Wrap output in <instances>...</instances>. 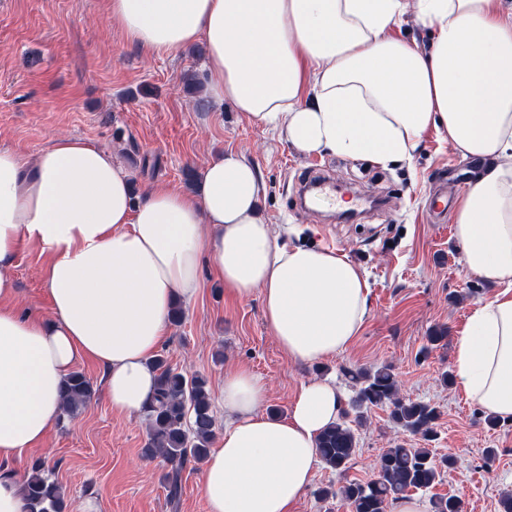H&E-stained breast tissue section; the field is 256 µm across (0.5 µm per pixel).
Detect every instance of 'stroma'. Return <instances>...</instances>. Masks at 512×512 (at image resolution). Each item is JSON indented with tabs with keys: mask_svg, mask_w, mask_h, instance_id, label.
Segmentation results:
<instances>
[{
	"mask_svg": "<svg viewBox=\"0 0 512 512\" xmlns=\"http://www.w3.org/2000/svg\"><path fill=\"white\" fill-rule=\"evenodd\" d=\"M107 0H0V147L35 157L59 133L111 152L132 178L134 201L146 189L196 192L187 174H199L212 159L234 154L258 173L259 208L279 243L335 248L365 271L369 315L343 352L320 362L288 358L268 329L260 294L234 297L209 266L200 291L183 304L181 322L160 353L171 368L208 379L216 418H223L226 371L248 368L267 382L266 414L284 416L302 382L327 380L352 398L348 370L392 365L402 396L438 407L431 443L455 460L429 491L414 499L453 496L462 512H501L512 494V422L491 427L486 411L458 383H442L454 369L456 338L471 312L499 291L493 281L469 273L453 221L432 222L426 201L441 179L478 171L480 160L463 157L435 129L424 134L412 165L379 166L324 151L305 154L285 135L251 123L231 103L207 96L204 48L195 43L173 56H153L109 23ZM331 167L336 194L301 209L299 188L317 164ZM47 258L33 244L22 246L13 273L20 313L49 316L43 280ZM435 328L446 338L428 348ZM96 395L76 418L55 424L42 446L10 468L25 475L43 460L53 469L68 512H206L201 465L182 472L183 495L170 504L162 483L168 466L143 458L147 419L112 412L101 375L82 362ZM417 448L420 437L393 427L389 410L374 407L358 432L345 477L317 465L296 512H349L342 498L321 499L323 487L342 480L365 483L379 455L395 443ZM495 449L486 459V449Z\"/></svg>",
	"mask_w": 512,
	"mask_h": 512,
	"instance_id": "stroma-1",
	"label": "stroma"
}]
</instances>
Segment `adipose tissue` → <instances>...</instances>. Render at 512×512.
I'll return each instance as SVG.
<instances>
[{"instance_id": "adipose-tissue-1", "label": "adipose tissue", "mask_w": 512, "mask_h": 512, "mask_svg": "<svg viewBox=\"0 0 512 512\" xmlns=\"http://www.w3.org/2000/svg\"><path fill=\"white\" fill-rule=\"evenodd\" d=\"M411 4L435 32L426 56L388 35ZM108 18L151 55L203 43L211 100L302 152L409 163L432 127L487 159L455 235L467 270L501 290L458 336L455 374L484 410L512 419V0H108ZM260 190L229 154L205 165L196 195L150 189L136 204L129 172L87 141L54 137L32 162L0 149V462L45 440L81 360L100 366L114 412L143 414L150 361L176 300L197 295L202 261L237 297L261 294L293 361L351 344L368 316L366 275L337 251L279 244ZM25 243L49 256L46 319L12 304ZM266 397L250 370L225 373L224 433L202 463L207 512H295L309 486L341 394L304 382L282 418L262 413Z\"/></svg>"}]
</instances>
